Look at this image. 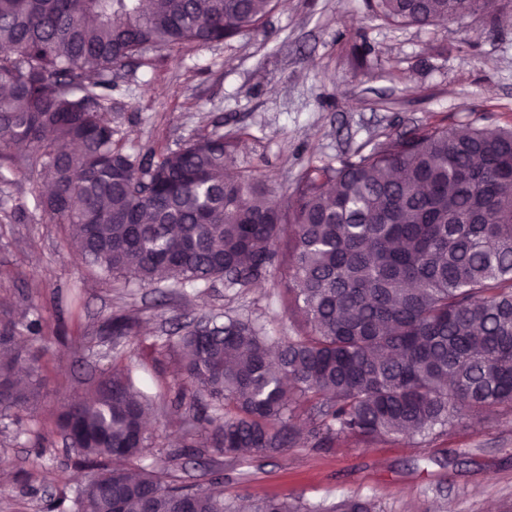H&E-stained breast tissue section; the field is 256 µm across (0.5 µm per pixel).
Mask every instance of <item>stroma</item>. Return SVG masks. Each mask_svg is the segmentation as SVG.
Wrapping results in <instances>:
<instances>
[{
	"mask_svg": "<svg viewBox=\"0 0 512 512\" xmlns=\"http://www.w3.org/2000/svg\"><path fill=\"white\" fill-rule=\"evenodd\" d=\"M495 25L468 19L456 25L389 27L368 19L364 0H280L259 30L191 49L148 51L147 64L118 68L113 77L112 126L128 148L149 143L177 147L211 121L225 132H250L237 167L265 175L272 190L292 181L309 162L329 165L384 133L426 123L456 126L467 120L496 128L512 125V0H503ZM365 28L374 54L358 60L354 32ZM466 45H459V37ZM31 183L17 172L0 182V311L15 319L28 299L40 303L50 347L49 383L40 416L69 396L89 389L112 370L98 353L97 330L113 311L139 324L145 358L137 373L154 395L148 467L179 447L183 411L170 404L179 357L167 351L173 324L209 312L255 318L270 341L295 335L288 313V276L275 268L258 285L189 288L160 294L120 283L97 268L75 267L64 242L67 225L51 224L27 206ZM80 285V340L58 329L54 292ZM197 458L182 459L189 480L198 461L219 460L224 496L239 503L255 497L293 496L308 512L345 498H371L381 512H512V412L462 417L444 434L384 436L364 443L342 438L332 446L305 444L249 459L217 457L198 435ZM33 438L0 420V473L9 496L0 512H39L24 472ZM81 481L77 456L55 437L38 475L43 493H59Z\"/></svg>",
	"mask_w": 512,
	"mask_h": 512,
	"instance_id": "obj_1",
	"label": "stroma"
}]
</instances>
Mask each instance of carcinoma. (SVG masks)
I'll use <instances>...</instances> for the list:
<instances>
[{"mask_svg":"<svg viewBox=\"0 0 512 512\" xmlns=\"http://www.w3.org/2000/svg\"><path fill=\"white\" fill-rule=\"evenodd\" d=\"M502 0H365L395 26L497 18ZM276 0H0V169L33 181L30 203L68 225L75 256L141 286L224 281L244 288L288 268L297 335L273 344L248 319L205 316L173 349L174 403L190 401L183 445L146 470L153 407L132 372L135 350L89 396L72 398L34 435L27 481L49 436L80 454L74 510L65 491L41 512H240L214 462L186 483L170 463L197 448L195 426L229 457L324 447L341 436L444 431L469 413L512 410V126H415L361 145L332 167L309 163L269 200L266 179L224 171L234 135L211 129L176 149L137 152L105 119L112 72L154 48H192L256 30ZM53 302L78 327L77 293ZM0 316V416L35 412L49 377L43 326ZM102 342L137 335L116 313ZM250 512H303L290 496ZM331 512H376L349 498Z\"/></svg>","mask_w":512,"mask_h":512,"instance_id":"1","label":"carcinoma"}]
</instances>
